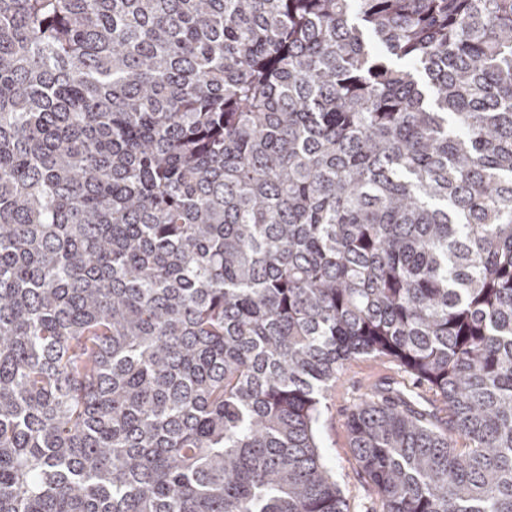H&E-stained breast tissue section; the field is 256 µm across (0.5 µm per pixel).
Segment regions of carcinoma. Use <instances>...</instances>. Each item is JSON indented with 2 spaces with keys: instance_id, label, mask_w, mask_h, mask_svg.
<instances>
[{
  "instance_id": "1",
  "label": "carcinoma",
  "mask_w": 512,
  "mask_h": 512,
  "mask_svg": "<svg viewBox=\"0 0 512 512\" xmlns=\"http://www.w3.org/2000/svg\"><path fill=\"white\" fill-rule=\"evenodd\" d=\"M512 512V0H0V512ZM403 375L392 359L360 357L347 363L341 378L325 392L318 439L324 463L346 500L347 512H380L376 492L350 447L348 418L373 384L401 381Z\"/></svg>"
}]
</instances>
